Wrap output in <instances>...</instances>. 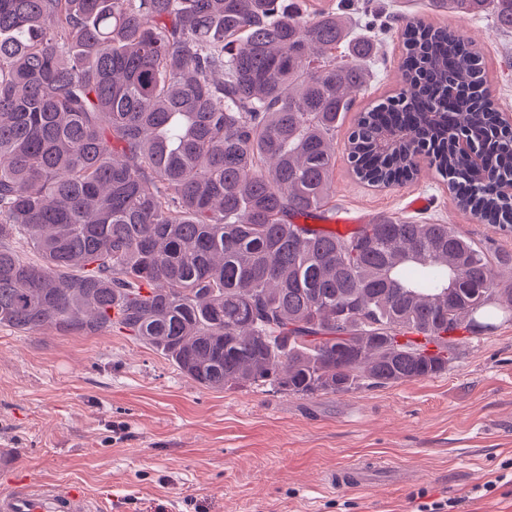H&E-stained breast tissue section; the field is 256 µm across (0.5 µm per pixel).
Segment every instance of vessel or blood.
Returning a JSON list of instances; mask_svg holds the SVG:
<instances>
[{"label": "vessel or blood", "mask_w": 512, "mask_h": 512, "mask_svg": "<svg viewBox=\"0 0 512 512\" xmlns=\"http://www.w3.org/2000/svg\"><path fill=\"white\" fill-rule=\"evenodd\" d=\"M327 482L347 488L369 485L367 471L356 463L330 473ZM0 512H103V508L99 499L74 482L58 490L30 489L1 494Z\"/></svg>", "instance_id": "vessel-or-blood-1"}]
</instances>
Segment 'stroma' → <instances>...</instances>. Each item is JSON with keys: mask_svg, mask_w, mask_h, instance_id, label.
Segmentation results:
<instances>
[{"mask_svg": "<svg viewBox=\"0 0 512 512\" xmlns=\"http://www.w3.org/2000/svg\"><path fill=\"white\" fill-rule=\"evenodd\" d=\"M384 12L462 31L482 54L500 111L512 113V33L491 16L380 0ZM403 47L385 57L355 111L397 96ZM336 135V214L404 215L452 225L490 254L512 255V229L482 224L422 165L417 182L375 188ZM429 205L411 209L414 198ZM0 491L84 483L107 512H415L420 495L450 512H512V320L467 337L428 379L292 396L270 385L206 389L160 349L116 330L93 335L0 327ZM376 465L366 491L326 487L358 461Z\"/></svg>", "mask_w": 512, "mask_h": 512, "instance_id": "stroma-1", "label": "stroma"}]
</instances>
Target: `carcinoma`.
<instances>
[{
	"mask_svg": "<svg viewBox=\"0 0 512 512\" xmlns=\"http://www.w3.org/2000/svg\"><path fill=\"white\" fill-rule=\"evenodd\" d=\"M432 6L512 33V0ZM343 8L363 36L284 0H0V326L124 330L204 388L309 396L435 376L448 331L512 317V263L448 224L300 223L329 220L336 132L391 31L372 0ZM396 35L405 86L360 113L354 174L401 186L431 144L457 205L511 228L479 53L413 17ZM388 127L410 136L382 153ZM489 133L476 170L455 140Z\"/></svg>",
	"mask_w": 512,
	"mask_h": 512,
	"instance_id": "carcinoma-1",
	"label": "carcinoma"
}]
</instances>
